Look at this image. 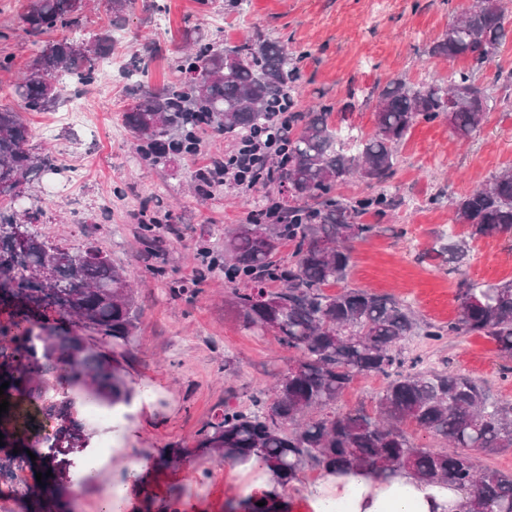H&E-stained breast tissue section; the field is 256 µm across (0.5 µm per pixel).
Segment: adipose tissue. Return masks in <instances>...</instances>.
Returning <instances> with one entry per match:
<instances>
[{"label":"adipose tissue","instance_id":"obj_1","mask_svg":"<svg viewBox=\"0 0 512 512\" xmlns=\"http://www.w3.org/2000/svg\"><path fill=\"white\" fill-rule=\"evenodd\" d=\"M468 494L454 486L416 479L403 471L381 482L369 473L331 475L309 496L313 512H332L343 504L347 512H465Z\"/></svg>","mask_w":512,"mask_h":512}]
</instances>
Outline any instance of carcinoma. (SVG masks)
Wrapping results in <instances>:
<instances>
[{
  "instance_id": "1",
  "label": "carcinoma",
  "mask_w": 512,
  "mask_h": 512,
  "mask_svg": "<svg viewBox=\"0 0 512 512\" xmlns=\"http://www.w3.org/2000/svg\"><path fill=\"white\" fill-rule=\"evenodd\" d=\"M135 0H108L110 27L85 39L68 32L83 24L87 0H27L24 32L36 47L12 85L24 108L44 112L61 104L65 85L96 79L98 62L114 46L112 29L123 26ZM456 21L455 34L439 37L428 50L435 59H466L468 70L414 83L390 80L376 96L374 130L350 141L330 125V109L297 110L302 80L297 57L279 38L258 37L228 45L186 30L188 53L178 64L180 78L159 89L142 85L122 111L125 128L137 141L138 155L154 166L171 156L196 151V129L214 123L240 143L276 130L278 114H288V138L273 165L288 200L259 204L249 222L224 235V285L246 329L271 330L296 352L272 389L270 400L254 397L247 407L224 402V412L197 433L193 448H173L165 459L175 465L191 456L214 461L255 457L272 468L284 487L311 466L323 475L368 470L388 480L408 470L430 482L466 490L471 512H493L512 502V473L481 468L476 453L512 448V405L490 397L476 379L451 370L403 371L400 349L410 336L439 341L444 333L482 334L512 357V281L460 282L457 319L448 327L419 321L411 308L388 295L344 286L353 243L373 229L359 218L384 216L393 207L388 191L398 147L418 123L448 116L455 136L467 141L483 126L500 100L475 77L497 56L512 33V20L500 0H476ZM22 113L0 104V171L28 183L58 170L54 160L28 145ZM370 192L347 199L336 189L352 178ZM0 195V294L20 303L28 292L32 310L53 308L73 319V329L33 320L23 326L0 324V355L20 354L37 367L35 375L11 382L31 385L30 398L44 400L41 411L63 421L41 438L47 468H60L62 448H86L89 435L71 419L74 401L49 397L56 385L108 407L132 404L135 390L124 362L138 343L140 314L126 271L96 246L71 251L29 230L38 211L18 210ZM453 221L468 239L443 248L459 269L469 240L485 236L512 239V167L450 201ZM149 248L163 242L157 223L141 224ZM294 251L286 263L272 261L279 244ZM54 261L43 281L36 269ZM281 288L270 291L268 283ZM245 288H239V284ZM387 380L374 414L362 409L336 412L333 406L357 375ZM408 422L438 438L445 447L418 444L404 430ZM228 512H288L287 503L260 508L239 500Z\"/></svg>"
}]
</instances>
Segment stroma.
<instances>
[{
    "instance_id": "obj_1",
    "label": "stroma",
    "mask_w": 512,
    "mask_h": 512,
    "mask_svg": "<svg viewBox=\"0 0 512 512\" xmlns=\"http://www.w3.org/2000/svg\"><path fill=\"white\" fill-rule=\"evenodd\" d=\"M123 29L115 31L117 48L111 70L101 72L96 92H89L45 112H25L12 97L15 73L24 68L33 47L21 21L25 0H0V55H11L12 71H0V104L24 111L30 142L57 157L62 172L33 184L20 205L38 209L34 231L68 248L93 244L113 262L132 270L138 281L141 309L139 342L125 363L126 379L136 390L134 417L112 440L118 452L82 491L66 488L72 512H95L101 494L121 487L119 512L147 504L163 512L179 496L181 512H226L239 484L252 481L223 465L195 457L177 467L159 459L174 446H192L195 433L224 409L225 399L249 405L252 396L268 392L288 366L291 351L268 334L245 330L224 291V276L195 279L200 264L198 243L212 256L224 254V234L246 223L250 196L282 198L278 182L245 195L226 184L209 195L195 193L196 170L207 154L233 152L234 141L216 126L199 132L200 152L154 167L136 155L133 137L121 127V111L131 86L123 76L150 41L161 49L149 64L150 86L177 79L186 25L202 33L222 29L224 40L238 43L262 34L288 43L302 58L298 107L332 105L333 125L355 126L370 133L374 104L364 101L353 111L343 105L351 90L372 87L400 76L420 82L447 75L450 67L429 58L427 49L443 34L453 16L470 0H247L243 11L229 10L225 0L201 9L197 0H164L163 13L144 11L136 0ZM512 38L482 75L500 106L468 141L458 140L447 118L419 123L398 149L400 163L391 181L396 208L391 215H363L372 225L369 237L355 243L346 283L409 301L417 318L438 324L454 321L461 278L497 283L512 280V242L501 236L470 243L462 273L451 272L434 248L466 235L452 223L449 202L505 166H512ZM83 112L84 123L71 126L61 113ZM54 128L52 138L41 135ZM171 224L173 231L155 253L138 241L141 223ZM402 355L417 370L446 367L483 382L493 398L512 402V359L503 357L486 336H447L433 342L415 336L404 342ZM232 359L233 377L224 361ZM386 384L378 375L357 376L335 408L372 412Z\"/></svg>"
}]
</instances>
